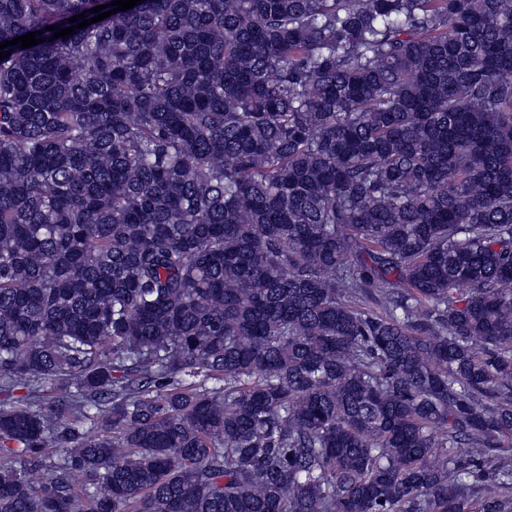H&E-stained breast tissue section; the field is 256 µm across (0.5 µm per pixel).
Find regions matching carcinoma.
Returning a JSON list of instances; mask_svg holds the SVG:
<instances>
[{
	"label": "carcinoma",
	"instance_id": "1",
	"mask_svg": "<svg viewBox=\"0 0 512 512\" xmlns=\"http://www.w3.org/2000/svg\"><path fill=\"white\" fill-rule=\"evenodd\" d=\"M109 3L0 0V512H512V0Z\"/></svg>",
	"mask_w": 512,
	"mask_h": 512
}]
</instances>
